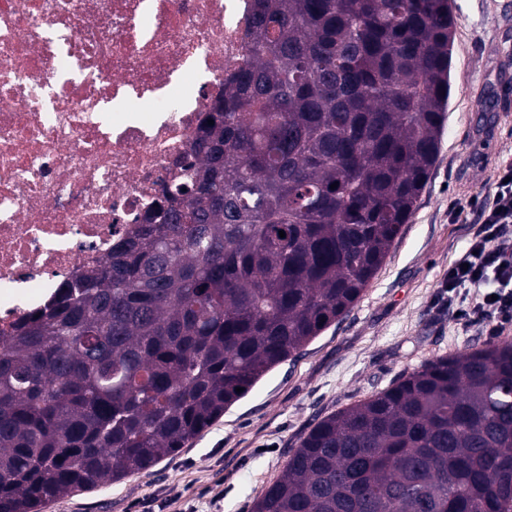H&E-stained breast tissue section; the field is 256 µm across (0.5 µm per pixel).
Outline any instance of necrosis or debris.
<instances>
[{"instance_id":"necrosis-or-debris-1","label":"necrosis or debris","mask_w":512,"mask_h":512,"mask_svg":"<svg viewBox=\"0 0 512 512\" xmlns=\"http://www.w3.org/2000/svg\"><path fill=\"white\" fill-rule=\"evenodd\" d=\"M254 0H0V334L137 234L252 60Z\"/></svg>"}]
</instances>
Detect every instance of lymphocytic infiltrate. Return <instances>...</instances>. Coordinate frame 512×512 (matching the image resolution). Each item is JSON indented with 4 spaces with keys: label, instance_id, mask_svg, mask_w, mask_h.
I'll use <instances>...</instances> for the list:
<instances>
[{
    "label": "lymphocytic infiltrate",
    "instance_id": "1",
    "mask_svg": "<svg viewBox=\"0 0 512 512\" xmlns=\"http://www.w3.org/2000/svg\"><path fill=\"white\" fill-rule=\"evenodd\" d=\"M480 225L465 251L448 269L451 293L467 291L469 303L458 315L488 336L512 324V160L500 165L495 192L481 204Z\"/></svg>",
    "mask_w": 512,
    "mask_h": 512
}]
</instances>
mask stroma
Returning a JSON list of instances; mask_svg holds the SVG:
<instances>
[{
    "mask_svg": "<svg viewBox=\"0 0 512 512\" xmlns=\"http://www.w3.org/2000/svg\"><path fill=\"white\" fill-rule=\"evenodd\" d=\"M454 12L440 153L408 224L347 316L150 472L63 496L42 512H252L316 422L483 343L436 299L479 222L475 211L454 216L452 201L490 198L498 163L512 158V98H490L512 81V0H454Z\"/></svg>",
    "mask_w": 512,
    "mask_h": 512,
    "instance_id": "35a3bbf8",
    "label": "stroma"
}]
</instances>
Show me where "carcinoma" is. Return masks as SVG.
Listing matches in <instances>:
<instances>
[{"label": "carcinoma", "mask_w": 512, "mask_h": 512, "mask_svg": "<svg viewBox=\"0 0 512 512\" xmlns=\"http://www.w3.org/2000/svg\"><path fill=\"white\" fill-rule=\"evenodd\" d=\"M454 26L453 0H255L200 164L0 335V512L149 472L349 311L430 176ZM252 512H512V342L318 421Z\"/></svg>", "instance_id": "obj_1"}]
</instances>
